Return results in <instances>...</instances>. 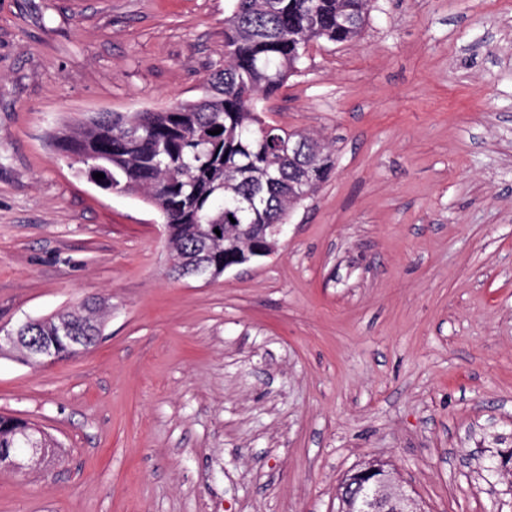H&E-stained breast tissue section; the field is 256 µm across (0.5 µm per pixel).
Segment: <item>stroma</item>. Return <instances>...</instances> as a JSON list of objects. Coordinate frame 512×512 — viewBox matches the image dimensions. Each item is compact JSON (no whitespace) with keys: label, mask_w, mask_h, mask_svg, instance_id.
<instances>
[{"label":"stroma","mask_w":512,"mask_h":512,"mask_svg":"<svg viewBox=\"0 0 512 512\" xmlns=\"http://www.w3.org/2000/svg\"><path fill=\"white\" fill-rule=\"evenodd\" d=\"M229 0H0V329L91 299L88 351L0 356V413L59 444L0 512H337L387 460L423 512H512V0H373L263 104L336 169L269 257L168 274L158 211L48 135L198 99Z\"/></svg>","instance_id":"obj_1"}]
</instances>
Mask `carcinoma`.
Segmentation results:
<instances>
[{"label": "carcinoma", "mask_w": 512, "mask_h": 512, "mask_svg": "<svg viewBox=\"0 0 512 512\" xmlns=\"http://www.w3.org/2000/svg\"><path fill=\"white\" fill-rule=\"evenodd\" d=\"M224 18V62L202 96L157 112H99L53 135L67 156L86 158L105 175L103 189L139 194L166 224L170 275L204 271L221 276L242 262V239L255 252L275 237L257 226L288 223L291 208L313 196L335 170L318 138L268 123L259 103L297 74L312 44L352 42L367 24L370 0H231ZM221 127L217 135L210 131ZM236 223H231V220ZM220 233H215V230ZM91 342L101 336V309L63 311L18 326L34 344L75 351L57 337L63 322ZM57 442L36 425L0 415V451L25 439Z\"/></svg>", "instance_id": "carcinoma-1"}]
</instances>
